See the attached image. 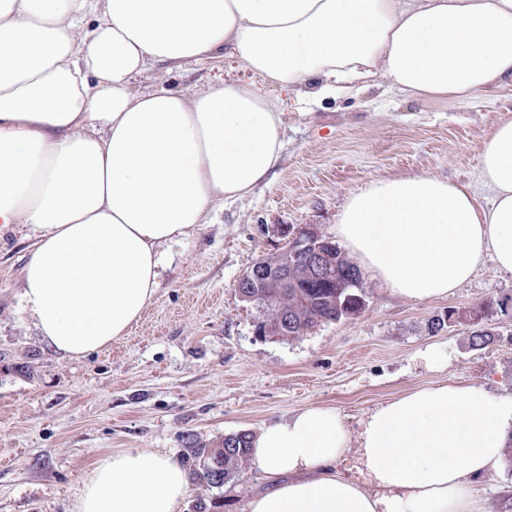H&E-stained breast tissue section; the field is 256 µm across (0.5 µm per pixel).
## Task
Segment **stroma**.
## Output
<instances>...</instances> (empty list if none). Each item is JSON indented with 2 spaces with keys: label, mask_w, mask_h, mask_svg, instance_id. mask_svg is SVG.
<instances>
[{
  "label": "stroma",
  "mask_w": 512,
  "mask_h": 512,
  "mask_svg": "<svg viewBox=\"0 0 512 512\" xmlns=\"http://www.w3.org/2000/svg\"><path fill=\"white\" fill-rule=\"evenodd\" d=\"M253 82L230 55L155 65L135 84L199 88ZM284 112L280 166L252 193L216 207L206 224L160 247V288L127 336L81 359L55 353L25 309L21 271L34 239L26 225L0 234V512H75L83 479L102 458L148 448L184 458V438L215 440L309 407L335 409L350 435L336 471L357 480L358 435L381 404L441 383L512 394V273L485 254L448 296L411 300L361 272L364 310L297 338L256 335L258 307L237 284L253 263L280 251L281 227L316 225L335 238L346 199L378 179L431 176L465 187L479 205L491 190L481 154L512 121V84L463 101L424 99L378 82L347 95L297 99L263 85ZM501 310L478 347L471 329L434 333L435 315L485 302ZM437 360L427 363L426 352ZM266 478L251 461L222 488L191 485L179 512H245ZM484 512H512V466L477 480Z\"/></svg>",
  "instance_id": "stroma-1"
}]
</instances>
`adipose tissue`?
Returning <instances> with one entry per match:
<instances>
[{"instance_id":"obj_1","label":"adipose tissue","mask_w":512,"mask_h":512,"mask_svg":"<svg viewBox=\"0 0 512 512\" xmlns=\"http://www.w3.org/2000/svg\"><path fill=\"white\" fill-rule=\"evenodd\" d=\"M222 49L304 97L378 78L464 100L512 82V0H0V231L35 237L22 296L56 352L83 358L125 336L160 286L158 247L282 160L281 113L251 85L134 88L155 64ZM482 177L487 209L434 177L374 181L345 201L337 234L410 299L459 288L488 252L512 273V121L487 143ZM511 443L512 395L420 389L364 421L362 486L334 470L343 420L304 409L253 437L271 485L246 512H481L469 479ZM189 490L172 456L131 449L88 472L76 509L176 512Z\"/></svg>"}]
</instances>
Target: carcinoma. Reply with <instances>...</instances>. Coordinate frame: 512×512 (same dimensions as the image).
<instances>
[{"instance_id":"obj_1","label":"carcinoma","mask_w":512,"mask_h":512,"mask_svg":"<svg viewBox=\"0 0 512 512\" xmlns=\"http://www.w3.org/2000/svg\"><path fill=\"white\" fill-rule=\"evenodd\" d=\"M286 256L288 287L268 284L257 290L267 298V304L261 307L263 316L257 321L259 328L275 333L279 322L286 318L289 320L288 336L297 337L322 324L346 318L348 306L356 303L359 283L356 264L341 249H336V287L323 288L307 277L299 257L292 256L290 251ZM251 438V433L245 430L213 443H204L194 434L187 435L184 448L190 462V481L211 488L222 487L238 472L241 462L249 454Z\"/></svg>"}]
</instances>
